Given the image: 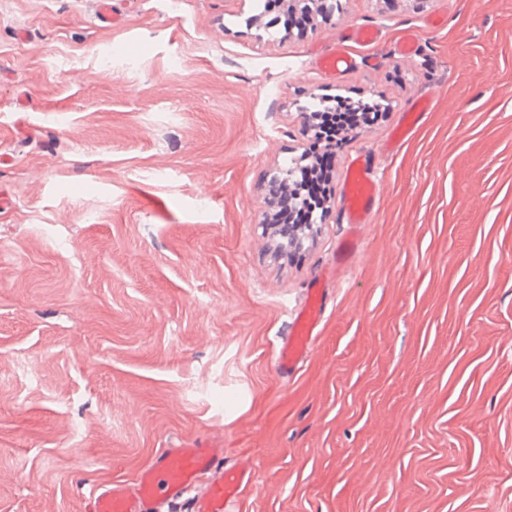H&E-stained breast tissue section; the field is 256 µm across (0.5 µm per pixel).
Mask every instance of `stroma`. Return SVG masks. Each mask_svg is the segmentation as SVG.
<instances>
[{"mask_svg": "<svg viewBox=\"0 0 512 512\" xmlns=\"http://www.w3.org/2000/svg\"><path fill=\"white\" fill-rule=\"evenodd\" d=\"M112 12L0 0V512H84L203 443L252 460L243 512H512V0H340L300 35L256 0ZM356 25L380 41L327 78ZM325 93L391 110L289 248L268 189ZM360 153L382 191L342 263ZM317 289L283 376L272 350ZM378 41L379 34L375 29L364 26L353 27L346 31L344 40L336 44L335 51L319 56V68L327 74L337 76L352 65V56L346 42L372 45ZM319 298L320 295H315L305 306L291 312L290 334L273 353L277 367L286 376L296 371L319 336L325 313Z\"/></svg>", "mask_w": 512, "mask_h": 512, "instance_id": "1", "label": "stroma"}]
</instances>
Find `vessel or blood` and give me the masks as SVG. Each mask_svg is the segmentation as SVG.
Returning <instances> with one entry per match:
<instances>
[{"mask_svg":"<svg viewBox=\"0 0 512 512\" xmlns=\"http://www.w3.org/2000/svg\"><path fill=\"white\" fill-rule=\"evenodd\" d=\"M378 32L357 26L346 31L344 41L333 52L320 55L318 65L338 75L352 64L350 44L371 45ZM380 193V185L361 159H352L344 182V211L350 226L343 255L359 245V229L369 220ZM325 309L313 298L291 313V331L274 352L282 373L295 372L319 334ZM254 477L250 460L225 465L224 451L214 445L196 448H161L132 480H115L91 487L88 512H157L161 505L189 499V512H241Z\"/></svg>","mask_w":512,"mask_h":512,"instance_id":"1","label":"vessel or blood"}]
</instances>
